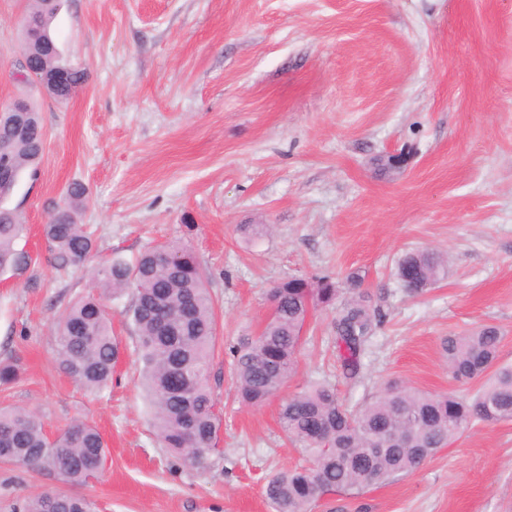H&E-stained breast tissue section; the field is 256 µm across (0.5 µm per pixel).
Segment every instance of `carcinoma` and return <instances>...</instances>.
Masks as SVG:
<instances>
[{"mask_svg":"<svg viewBox=\"0 0 512 512\" xmlns=\"http://www.w3.org/2000/svg\"><path fill=\"white\" fill-rule=\"evenodd\" d=\"M59 0H32L27 16L38 23L34 38L24 29L23 49L37 69L35 88L57 101L73 98L86 81L74 67L68 79L57 81L63 66L51 36V21ZM21 123L0 120V153L9 157L0 170V275L28 269L32 257L19 247L24 224L6 206L11 185L40 160L45 133L39 112L19 114ZM87 196L80 182L65 190L63 204L52 207L43 233L56 268L83 269L95 243L77 214ZM419 277L405 286L418 293L446 271L443 256L428 250L405 254L396 276L407 268ZM93 292L63 312L56 329L59 367L84 390L98 394L112 383L119 346L103 296L132 293V320L142 363V387L152 411L156 437L183 464L203 468L218 450L223 421L209 385L215 357L217 317L206 283V272L189 245L170 241L143 251L129 262L113 256L89 270ZM351 299L339 310L334 329L341 376L355 382L361 376V356L383 322L381 308L361 289L363 278L348 277ZM338 288L329 276L316 280L290 277L270 291V314L255 336L229 347L239 402L258 407L268 402L297 368V355L307 341L309 319L319 307L335 304ZM501 332L484 325L473 333L449 336L442 351L448 372L459 382H478L472 396L454 392L430 394L391 385L356 409L348 408L336 387L311 382L282 401L279 422L287 437L311 456L308 466H296L271 477L265 496L274 512H311L325 494L357 495L416 471L436 452L449 446L476 422L512 421V364L499 362ZM20 360L0 363V384L15 382ZM105 458L97 427L81 420L55 434L45 430L41 416L19 407H0V461L60 475L77 485L97 473ZM20 512H95L83 495L46 491L26 499Z\"/></svg>","mask_w":512,"mask_h":512,"instance_id":"1","label":"carcinoma"}]
</instances>
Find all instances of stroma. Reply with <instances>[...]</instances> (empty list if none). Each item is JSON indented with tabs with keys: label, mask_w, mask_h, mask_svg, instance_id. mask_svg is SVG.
Masks as SVG:
<instances>
[{
	"label": "stroma",
	"mask_w": 512,
	"mask_h": 512,
	"mask_svg": "<svg viewBox=\"0 0 512 512\" xmlns=\"http://www.w3.org/2000/svg\"><path fill=\"white\" fill-rule=\"evenodd\" d=\"M29 4L0 0V105L33 102L46 133L7 201L33 262L0 276V361L23 364L0 404L36 410L51 432L94 422L107 458L82 485L0 463V512L48 490L98 512H273L267 480L305 461L279 404L309 381L337 383L350 405L395 381L470 396L476 384L450 378L440 342L485 324L512 364V0H61L51 32L87 81L60 103L11 77ZM75 180L95 261L180 240L207 273L224 429L206 469L153 431L130 296L108 303L120 357L107 390L89 394L56 361L57 320L89 280L55 268L43 226ZM417 250L447 255L448 274L411 295L395 268ZM354 272L385 319L350 383L333 322ZM323 275L340 292L311 317L295 373L265 405L239 404L229 346L260 331L278 282ZM312 512H512V422Z\"/></svg>",
	"instance_id": "stroma-1"
}]
</instances>
